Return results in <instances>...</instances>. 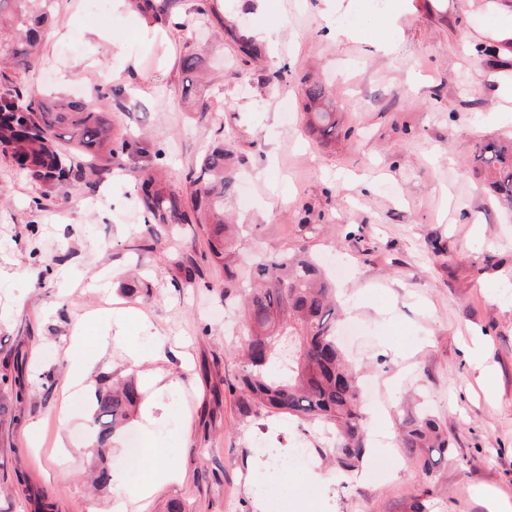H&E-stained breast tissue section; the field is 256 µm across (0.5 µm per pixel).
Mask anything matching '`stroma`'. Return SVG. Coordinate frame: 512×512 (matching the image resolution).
Listing matches in <instances>:
<instances>
[{"label":"stroma","mask_w":512,"mask_h":512,"mask_svg":"<svg viewBox=\"0 0 512 512\" xmlns=\"http://www.w3.org/2000/svg\"><path fill=\"white\" fill-rule=\"evenodd\" d=\"M223 26L188 23L143 33L126 9L84 19L86 0H58L43 50L27 72L0 59L23 95L89 96L101 74L132 78L109 106L112 135L165 151L167 178L185 176L210 147L235 162L224 214L253 233L244 257L298 240L301 221L322 225L316 251L337 279V336L362 379L367 456L338 476L319 427L258 412L240 416L224 383L234 374L242 325L224 296V273L204 266L186 282L164 242L200 252L202 230L183 224L147 238L136 193L142 158L127 152L105 172L43 191L0 157V375L24 389L0 412V512H111L92 487L90 419L97 387L133 372L125 346L165 337L162 373L185 374L165 392L161 436L190 445L182 483L156 500L186 512H260L278 496L287 512H489L476 492L512 507V214L472 162L477 140L512 130V39L495 25L512 0H210ZM99 29L126 56L85 43ZM251 52H243L242 40ZM202 54L209 85L183 94L179 57ZM336 101V132L309 135L303 77ZM41 199V198H40ZM152 288L143 297L134 277ZM83 332L99 352L91 388L64 397L66 349ZM428 410L448 451L425 473L397 444L409 416ZM66 414V432L58 430ZM309 449L310 467L287 478L256 469L261 448ZM331 476L312 489L308 469ZM64 480H57L58 471Z\"/></svg>","instance_id":"35a3bbf8"}]
</instances>
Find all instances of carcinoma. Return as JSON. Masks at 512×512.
I'll return each instance as SVG.
<instances>
[{"mask_svg":"<svg viewBox=\"0 0 512 512\" xmlns=\"http://www.w3.org/2000/svg\"><path fill=\"white\" fill-rule=\"evenodd\" d=\"M42 2L49 5L53 0H0V18L7 15L11 19L10 25L0 26L1 58L12 59L25 69L31 66L50 21L48 9L37 8ZM131 5L143 13L151 10L156 19L171 23L174 34L184 28L152 0H131ZM179 67L189 83L204 72L198 53L183 54ZM3 81L0 154L34 181L50 188L66 185L78 172L82 158L109 161L131 146L128 141L118 143L110 138L107 94L99 93L96 102L92 98L52 99L37 92L22 102L9 88L12 79L5 75ZM303 96L310 131L321 138L331 136L336 118L328 89L307 80ZM137 151L148 158L140 176L138 201L148 234L154 235L158 224H199L206 236L201 260L224 270V298L243 300L246 350L234 381L228 383V390L237 392L239 414L247 417L259 408L269 414L286 412L305 422L327 424L336 434L329 452L338 469L344 473L354 470L366 453L363 400L358 378L336 343L340 308L335 284L309 244L318 225H297L301 242H286L274 252L258 251L244 265L239 260L243 236L224 223V197L233 185L231 156L224 146L199 159L196 170L188 175V193L164 178L162 149L144 146ZM473 162L498 201L512 211V136L476 142ZM166 258L190 279L198 271L196 258L178 250ZM139 401V388L132 376L95 394L93 426L102 461L96 483L102 487L109 485L111 477L104 464L105 442L130 421ZM400 445L419 454L429 473V452H446L448 438L440 424L424 414L402 430Z\"/></svg>","mask_w":512,"mask_h":512,"instance_id":"obj_1","label":"carcinoma"}]
</instances>
